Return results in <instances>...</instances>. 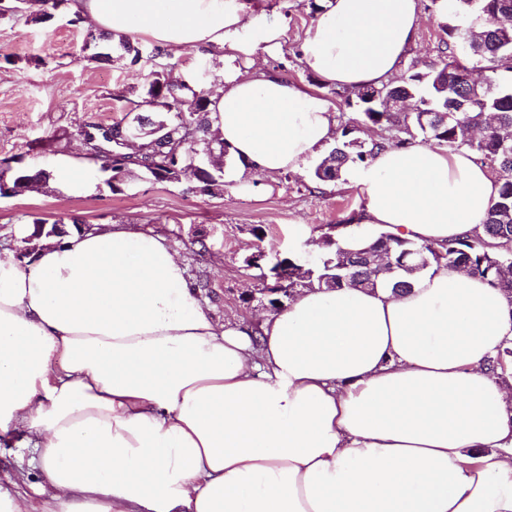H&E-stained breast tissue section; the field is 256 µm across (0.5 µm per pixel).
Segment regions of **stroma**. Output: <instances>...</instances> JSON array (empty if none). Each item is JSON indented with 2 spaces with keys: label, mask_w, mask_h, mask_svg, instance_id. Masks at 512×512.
I'll return each instance as SVG.
<instances>
[{
  "label": "stroma",
  "mask_w": 512,
  "mask_h": 512,
  "mask_svg": "<svg viewBox=\"0 0 512 512\" xmlns=\"http://www.w3.org/2000/svg\"><path fill=\"white\" fill-rule=\"evenodd\" d=\"M266 22L281 26L276 47L239 59V69L255 66L283 80L321 89L336 105V122L345 126L359 118L348 104L347 89L333 90L299 60L297 48L313 18L312 5L325 0H257ZM426 17L416 43L408 51L401 75L426 69L438 59L445 34L431 0H421ZM36 12L0 16V158L18 157L27 169L53 168L69 157H84L82 137L91 126L109 125L124 115L128 101L137 99L149 71L145 65L92 61L84 48L85 32L71 25V7L63 0L51 20L38 23ZM174 73L215 89L224 80V64L188 49H172L164 60ZM235 162H226L224 195L188 192L185 185L155 181L144 171L126 176L119 192L103 177L93 176V191L72 194L59 185L22 195L0 197V245L13 246L15 225L38 215L76 225L137 224L168 238L184 258L190 276L205 275L213 291L217 317L246 318L266 310L257 270L247 258L265 252L262 267L272 258L307 260L316 255L311 241H293V225L303 224L322 235L347 223L363 204L350 174L341 180L315 184L310 172L252 175L249 188L239 192Z\"/></svg>",
  "instance_id": "obj_1"
}]
</instances>
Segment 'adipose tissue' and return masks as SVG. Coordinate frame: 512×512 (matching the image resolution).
Wrapping results in <instances>:
<instances>
[{
    "instance_id": "obj_1",
    "label": "adipose tissue",
    "mask_w": 512,
    "mask_h": 512,
    "mask_svg": "<svg viewBox=\"0 0 512 512\" xmlns=\"http://www.w3.org/2000/svg\"><path fill=\"white\" fill-rule=\"evenodd\" d=\"M84 26L223 55L211 128L241 171L303 172L335 105L232 69L284 35L250 0H73ZM420 0H328L300 60L332 86L394 76ZM345 248L376 232L441 243L479 230L487 166L435 143L378 151ZM391 288L299 290L217 320L160 234L133 224L0 251V445L28 451L47 512H512V301L434 266Z\"/></svg>"
}]
</instances>
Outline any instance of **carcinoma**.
<instances>
[{
  "label": "carcinoma",
  "instance_id": "1",
  "mask_svg": "<svg viewBox=\"0 0 512 512\" xmlns=\"http://www.w3.org/2000/svg\"><path fill=\"white\" fill-rule=\"evenodd\" d=\"M455 14L471 18V29L459 30L448 21L441 23L448 41L440 50L437 62L425 72H415L397 84L365 87L355 91L362 108V121L383 131L379 138L366 144L350 140L335 147L314 170L316 182L341 179L347 163H365L375 150L388 144L389 137L418 128L430 139L453 149L467 147L480 156L495 172L499 183L498 197L492 202L482 232L434 244H419L395 238L387 233L377 236L360 249H344L331 238L317 242L323 248L312 264H300L290 259L288 264L299 269L295 279L288 282L292 290L299 288H343L347 272L357 273L359 286L375 287L379 276L395 292L411 288L408 276L432 265L465 268L480 276L512 298V274L502 273L500 266L512 261V82H501L498 72L512 73V0H451ZM468 41V51L458 46ZM120 58L132 64L149 63L170 56L158 45L146 46L120 37ZM483 61L491 63L490 75L480 83L469 81L471 71ZM191 94L194 109L184 111L183 99ZM387 97L413 102L412 112H386ZM208 94L195 89L189 81L177 78L167 68L150 71V80L140 100L133 102L124 117L112 124L143 135L144 144H152L154 130L164 128L168 136V151L177 154L179 161L163 162L152 157L153 148L132 158L112 160L100 152L107 141L105 127L83 131L88 146L86 159L93 169L110 168L106 184L119 190L118 184L134 169L147 172L153 179L188 184V190L209 196L224 195V171L206 164L193 168L192 155L205 156L215 152L227 157L224 142L210 131ZM148 110L157 119L146 122L140 112ZM10 158H0V176L8 174V189L0 185V196L20 195L54 179L53 171L40 169L32 174L26 169L6 165Z\"/></svg>",
  "mask_w": 512,
  "mask_h": 512
}]
</instances>
